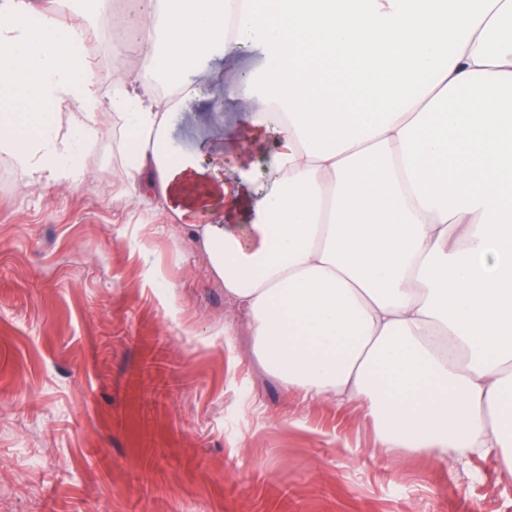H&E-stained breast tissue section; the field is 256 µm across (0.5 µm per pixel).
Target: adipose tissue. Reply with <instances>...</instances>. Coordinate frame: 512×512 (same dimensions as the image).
Masks as SVG:
<instances>
[{"label": "adipose tissue", "instance_id": "ef3b65f1", "mask_svg": "<svg viewBox=\"0 0 512 512\" xmlns=\"http://www.w3.org/2000/svg\"><path fill=\"white\" fill-rule=\"evenodd\" d=\"M103 2L0 0V152L25 186L82 182L97 112L121 114L133 195L186 219L285 388L359 399L386 448L512 456V0H146L145 76L107 99ZM243 49L242 137L212 112L183 148L154 78L206 105ZM267 142L265 179L225 182V151Z\"/></svg>", "mask_w": 512, "mask_h": 512}]
</instances>
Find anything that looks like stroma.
Segmentation results:
<instances>
[{
    "mask_svg": "<svg viewBox=\"0 0 512 512\" xmlns=\"http://www.w3.org/2000/svg\"><path fill=\"white\" fill-rule=\"evenodd\" d=\"M107 4L103 95L140 77ZM82 184L0 154V512H512L500 455L382 448L359 401L285 389L181 220L128 193L109 111Z\"/></svg>",
    "mask_w": 512,
    "mask_h": 512,
    "instance_id": "obj_1",
    "label": "stroma"
}]
</instances>
